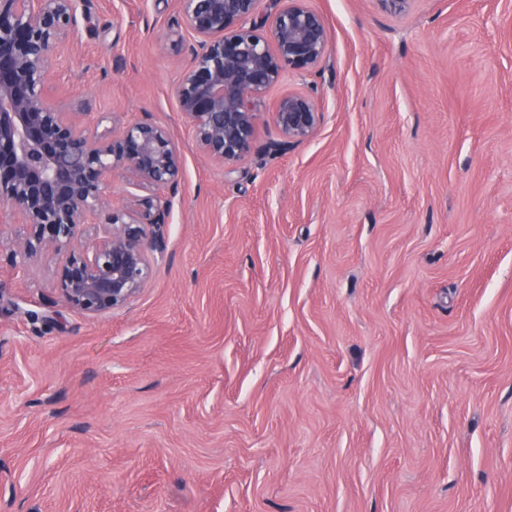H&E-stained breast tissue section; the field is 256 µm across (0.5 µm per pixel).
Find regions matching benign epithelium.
I'll list each match as a JSON object with an SVG mask.
<instances>
[{"label":"benign epithelium","mask_w":512,"mask_h":512,"mask_svg":"<svg viewBox=\"0 0 512 512\" xmlns=\"http://www.w3.org/2000/svg\"><path fill=\"white\" fill-rule=\"evenodd\" d=\"M178 0L193 42L192 66L176 87L197 147L219 164L252 145L257 106L288 70L312 71L327 56L330 34L307 0ZM77 0H0V204L24 226L9 254L19 268L44 254L61 257L59 298L93 317L125 306L165 247L169 207L182 158L167 129L149 120L99 135L76 105L50 101L57 53L76 25ZM280 153L313 137L322 121L311 92L291 91L272 111ZM130 172L152 195L124 209L112 204V173Z\"/></svg>","instance_id":"7a95c632"}]
</instances>
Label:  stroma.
Listing matches in <instances>:
<instances>
[{
	"mask_svg": "<svg viewBox=\"0 0 512 512\" xmlns=\"http://www.w3.org/2000/svg\"><path fill=\"white\" fill-rule=\"evenodd\" d=\"M176 3L80 0L54 64L97 133L165 126L183 176L122 308L0 264V512H512V0H308L326 59L224 166L178 108ZM307 89L320 127L271 154Z\"/></svg>",
	"mask_w": 512,
	"mask_h": 512,
	"instance_id": "35a3bbf8",
	"label": "stroma"
}]
</instances>
